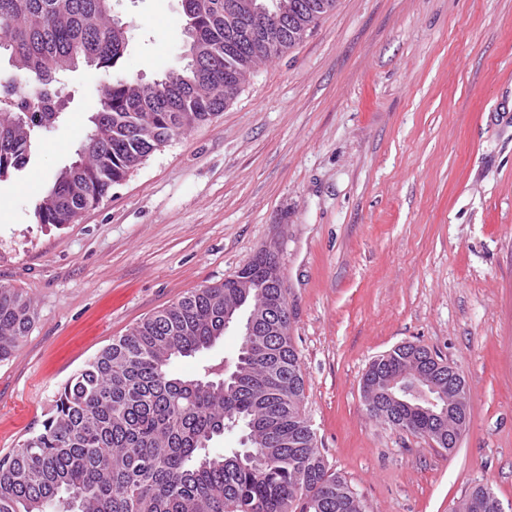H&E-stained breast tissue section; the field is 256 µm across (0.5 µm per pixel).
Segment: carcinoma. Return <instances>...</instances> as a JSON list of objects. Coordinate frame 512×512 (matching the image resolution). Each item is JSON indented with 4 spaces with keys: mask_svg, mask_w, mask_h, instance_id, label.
<instances>
[{
    "mask_svg": "<svg viewBox=\"0 0 512 512\" xmlns=\"http://www.w3.org/2000/svg\"><path fill=\"white\" fill-rule=\"evenodd\" d=\"M186 24L209 56L151 84L112 80L128 37L112 30V4L102 0H0V55L15 71L0 80V181L23 170L39 132L65 119L58 78L81 64L102 74L96 111L78 159L37 200V224H73L173 137L206 123L234 98L259 62L299 43L336 0H266L292 11L291 22L244 13L241 0H182ZM29 98L44 109L20 111ZM275 258L267 249L220 285L204 286L112 340L57 392L48 417L0 456V512H359L358 495L316 448L305 417L304 379L291 336L271 337L269 358L242 344L221 380L173 373L224 335V312L270 307L283 318L280 279L262 276ZM34 320L29 299L0 285V362L9 359ZM418 366L445 387L448 363L423 346H397L371 363L377 372ZM405 381L401 401L376 417L424 435L433 417L427 398ZM270 420L288 447L260 435L244 447L211 453L215 437L253 420Z\"/></svg>",
    "mask_w": 512,
    "mask_h": 512,
    "instance_id": "carcinoma-1",
    "label": "carcinoma"
}]
</instances>
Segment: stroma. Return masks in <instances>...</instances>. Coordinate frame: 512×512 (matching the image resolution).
I'll list each match as a JSON object with an SVG mask.
<instances>
[{"label":"stroma","mask_w":512,"mask_h":512,"mask_svg":"<svg viewBox=\"0 0 512 512\" xmlns=\"http://www.w3.org/2000/svg\"><path fill=\"white\" fill-rule=\"evenodd\" d=\"M114 13L131 26L119 77L183 66L182 0H114ZM99 83L69 73L65 121L0 182V284L35 311L0 362V453L113 338L273 248L305 414L365 512H456L479 485L512 508V0H336L76 223H35ZM403 343L466 382L454 451L366 411V370ZM240 345L229 327L173 369L223 371Z\"/></svg>","instance_id":"stroma-1"}]
</instances>
